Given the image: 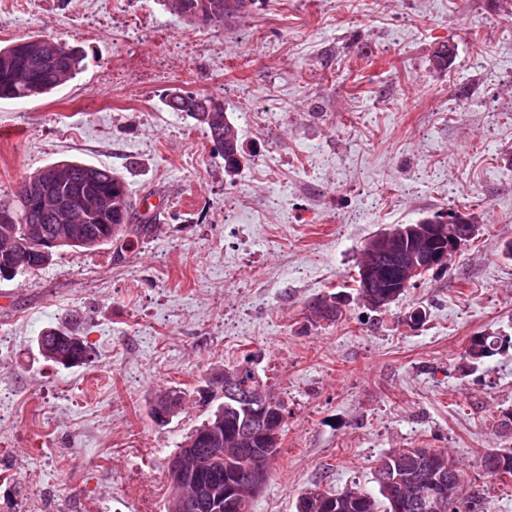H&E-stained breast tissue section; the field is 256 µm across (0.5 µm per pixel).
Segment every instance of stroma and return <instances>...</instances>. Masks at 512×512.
<instances>
[{
  "label": "stroma",
  "mask_w": 512,
  "mask_h": 512,
  "mask_svg": "<svg viewBox=\"0 0 512 512\" xmlns=\"http://www.w3.org/2000/svg\"><path fill=\"white\" fill-rule=\"evenodd\" d=\"M34 35L83 68L0 101V196L54 162L106 166L160 228L122 262L109 244L62 248L0 279V512H166V460L209 410L160 425L151 400L250 353L286 413L251 512L375 491L391 448L448 450L486 512H512L479 466L512 448L495 430L512 348L466 355L471 337H512V0H256L219 27L158 0H0V45ZM174 87L223 100L246 151L236 176L167 110ZM452 213L480 230L446 269L385 311L351 300L334 324L308 321L314 298L350 296L375 234ZM74 314L91 362L44 361L38 336Z\"/></svg>",
  "instance_id": "1"
}]
</instances>
